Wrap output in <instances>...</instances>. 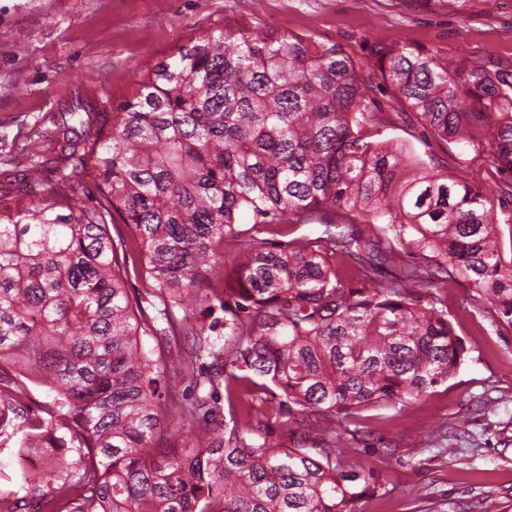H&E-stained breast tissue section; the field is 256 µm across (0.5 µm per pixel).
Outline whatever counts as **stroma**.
<instances>
[{"label":"stroma","instance_id":"obj_1","mask_svg":"<svg viewBox=\"0 0 512 512\" xmlns=\"http://www.w3.org/2000/svg\"><path fill=\"white\" fill-rule=\"evenodd\" d=\"M227 24L339 44L365 76L376 41L512 58V0H497L489 14L480 0L459 13L442 0H0V159L23 157L33 143L54 158L62 112L80 101L119 111L157 62ZM386 135L409 147L410 163H436L493 192L504 184L483 154L434 139L417 119ZM446 290L448 318L468 349L447 384L407 406L267 421L270 438L287 446L303 437L358 449L385 486L359 512H512V329L475 305L468 282L449 281ZM208 371L200 363L167 372L166 419L177 418L188 395L208 391Z\"/></svg>","mask_w":512,"mask_h":512}]
</instances>
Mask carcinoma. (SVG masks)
I'll use <instances>...</instances> for the list:
<instances>
[{
  "label": "carcinoma",
  "instance_id": "1",
  "mask_svg": "<svg viewBox=\"0 0 512 512\" xmlns=\"http://www.w3.org/2000/svg\"><path fill=\"white\" fill-rule=\"evenodd\" d=\"M370 61L406 111H386L338 44L226 26L156 63L121 111L71 110L51 187L38 148L5 161L23 197L0 209V366L15 372L0 374V437L51 449L53 469L0 489V512H356L382 487L336 441L286 447L252 411L404 406L457 374L468 349L448 294L383 275L402 253L444 285L467 280L512 328V181L493 194L410 170L403 144L383 137L409 111L512 178V59L391 41L372 44ZM86 166L99 176L88 203L72 181ZM245 218L253 231H322L278 249L252 234L229 268L224 241ZM137 252L162 303L154 316L126 288ZM188 302L224 320L176 319ZM183 333L193 344L180 369L210 360L209 383L229 398L254 387L245 420L227 427L211 392L166 424L173 349L144 338ZM28 382L50 392L34 419ZM184 426L197 445L179 444Z\"/></svg>",
  "mask_w": 512,
  "mask_h": 512
}]
</instances>
